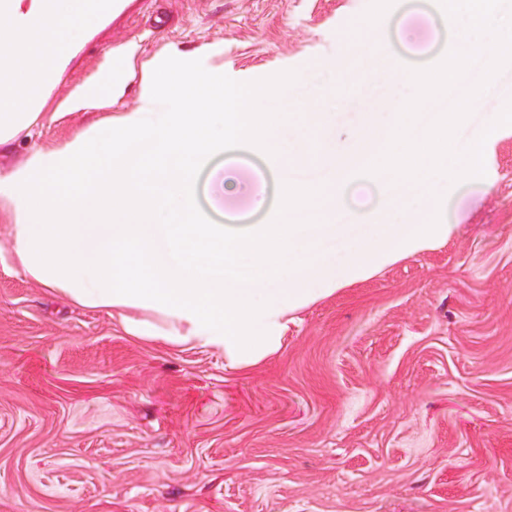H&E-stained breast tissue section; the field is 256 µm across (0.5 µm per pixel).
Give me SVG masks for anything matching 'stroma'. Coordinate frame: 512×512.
<instances>
[{
    "instance_id": "stroma-1",
    "label": "stroma",
    "mask_w": 512,
    "mask_h": 512,
    "mask_svg": "<svg viewBox=\"0 0 512 512\" xmlns=\"http://www.w3.org/2000/svg\"><path fill=\"white\" fill-rule=\"evenodd\" d=\"M127 39L175 70L223 68L255 112L321 89L341 150L372 100L413 104L403 56L436 65L450 34L432 0L402 14L394 0H133L60 87ZM368 60L377 84L339 83ZM93 118H43L0 152V175ZM485 171L448 196L454 237L303 308L247 369L38 284L1 205L0 512H512L511 131ZM271 184L255 157L220 156L196 176L197 205L235 224Z\"/></svg>"
}]
</instances>
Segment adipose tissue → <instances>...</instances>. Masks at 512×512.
<instances>
[{"instance_id": "adipose-tissue-1", "label": "adipose tissue", "mask_w": 512, "mask_h": 512, "mask_svg": "<svg viewBox=\"0 0 512 512\" xmlns=\"http://www.w3.org/2000/svg\"><path fill=\"white\" fill-rule=\"evenodd\" d=\"M130 2L108 0L91 15L84 0H0V148L33 137L51 87ZM440 6L455 51L444 71L408 73L422 102L464 77L472 50L487 56L493 44L512 47V27L493 26L512 13V0ZM116 57L124 67L114 79ZM134 80L138 111H117ZM498 87L487 65L455 111L430 123L418 125L413 112L367 113L372 135L335 156L329 179L301 182L293 172L313 140L331 136L333 113L260 117L246 107L251 87L225 86L217 71L180 80L127 43L53 107L59 117L103 110L106 118L61 147L34 149L0 176L12 250L34 281L119 316L130 335L216 348L232 366L255 365L280 348L289 316L455 234L448 194L461 181L481 183L488 146L512 130V109L485 113L461 159L449 161L448 149ZM162 102L170 111H157ZM257 145L279 164L275 222L243 229L208 222L197 207V171L224 150ZM353 171L384 186L380 211L358 224L342 208ZM340 248L346 261L336 257Z\"/></svg>"}]
</instances>
